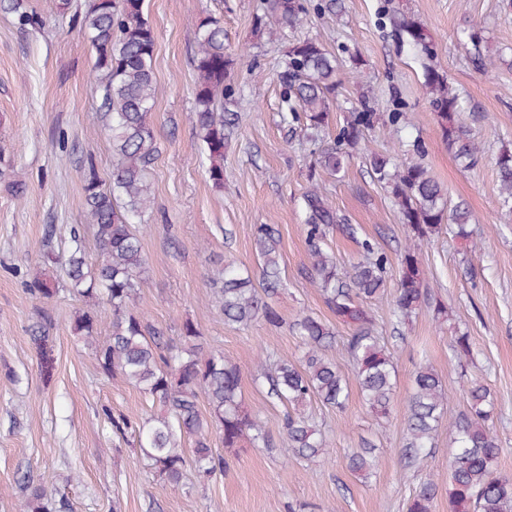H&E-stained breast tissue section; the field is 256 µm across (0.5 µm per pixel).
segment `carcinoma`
Segmentation results:
<instances>
[{"label": "carcinoma", "mask_w": 512, "mask_h": 512, "mask_svg": "<svg viewBox=\"0 0 512 512\" xmlns=\"http://www.w3.org/2000/svg\"><path fill=\"white\" fill-rule=\"evenodd\" d=\"M142 5L143 0H112L110 5L90 0L82 15L81 29L95 49L94 68L102 76V108L112 136V184L104 189L95 173L88 174L85 204L89 223L95 226L98 258L89 259L72 229L64 265L67 286L92 301V306L78 312L73 331L90 344L107 376H120L160 404L161 413L142 424V450L158 475L178 488L184 479L185 440L192 441L196 467L206 475L222 472L226 465L224 457L212 448L213 437H219L226 448L245 442L267 448L270 440L261 421L242 407L241 370L232 358L220 350H205L194 323L183 324L175 343L148 325L132 307L145 284L140 236L147 225L139 220L151 207L149 172L158 156L150 119L155 102V35ZM3 8L15 14L21 26L42 23L28 0H4ZM305 16V0H265L256 24L294 28ZM387 18L398 38L425 60L422 87L437 114L448 149L466 165H476L480 147L457 123L459 95L447 75L431 64L436 48L426 27L394 9L387 12ZM459 40L482 69L494 65L484 56V38L479 31L464 30ZM193 63V123L208 161L209 179L222 188L224 148L237 113L224 111V100L235 97L236 89L229 80L233 60L224 52L220 19L208 17L200 23ZM337 75L336 56L319 42L307 38L289 45L281 73L282 102L288 108L283 119L301 124L315 165L332 175L340 173L345 160L360 148L364 131L383 121L398 132L404 119L401 112L374 111L363 98L348 112L336 136L326 140L329 112L341 84ZM369 162L374 179L390 194L400 223L411 233L409 244L398 255L397 266L365 240L348 275H340L336 257L324 245L342 220L319 187L312 186L304 195L307 274L310 285L320 292L336 319L354 328L346 353L357 388L369 409L386 419L396 396L394 359L362 300L377 296L388 273L397 269L393 317L397 325L406 323L428 296L420 259L423 244L445 223L455 226V235L464 241L472 239L473 229L468 210L450 205L447 190L417 160L410 157L393 164L372 152ZM496 166L502 206L512 221V152L500 153ZM344 230L353 232L348 224ZM254 245L261 268L259 281L248 271L228 264L213 283L215 303L224 320L239 326L261 318L279 322L272 304L283 286L275 228L257 225ZM105 321L110 324V334L99 340L98 326ZM292 330L303 346L302 356L290 360L260 350L256 358L259 377L268 384L271 398L294 408L285 418L283 447L307 461L331 459L333 449L327 437L304 407L317 400L326 407L341 409L350 396L345 374L329 355L335 330L306 313L294 320ZM451 348L460 360L470 357V337L465 333L453 336ZM201 396L208 404L206 414L198 406ZM447 409L448 398L438 375L428 367L420 368L407 405L404 456L410 462L427 456L438 430L448 425L455 445L448 476V512H512V479L495 472L501 446L489 425L494 409L489 389L473 381L467 388L466 410L453 418ZM345 464L355 474L370 476L376 464L374 448L367 445L352 451ZM22 485L19 512H47L48 490L28 480ZM438 491L437 480L422 483L409 502L408 512H432Z\"/></svg>", "instance_id": "1"}]
</instances>
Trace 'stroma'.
I'll use <instances>...</instances> for the list:
<instances>
[{
	"label": "stroma",
	"instance_id": "1",
	"mask_svg": "<svg viewBox=\"0 0 512 512\" xmlns=\"http://www.w3.org/2000/svg\"><path fill=\"white\" fill-rule=\"evenodd\" d=\"M89 0L67 9L30 0L43 18L20 26L0 8V512H17L21 477L45 485L66 512H406L419 485L447 480L452 447L440 429L430 455L411 464L402 456L404 417L414 376L431 367L448 395V413L465 405L466 390L480 380L495 410L491 425L502 448L496 470L512 477V224L501 213L496 161L512 150V9L503 0H343V12L310 15L297 28L256 32L263 0H143L154 30L155 108L151 114L159 156L150 172L153 203L142 236L148 285L134 307L149 323L178 339L185 321L202 334L205 349L232 357L242 374L245 408L279 439L287 409L256 380V354L266 350L295 359L302 346L291 325L306 312L335 324L331 351L344 373L352 366L346 345L350 326L337 322L305 275L308 250L303 195L311 182L325 187L351 232L330 233L327 244L339 272L357 261L370 240L397 259L409 229L386 190L372 175L368 152L398 159L409 141L425 145L422 164L448 190L451 204L468 208L478 229L476 249L445 232L421 252L429 299L409 323L395 325L397 288L388 277L365 308L381 336L394 345L397 399L389 419L376 418L359 392L343 410L314 403L307 412L326 435L335 457L306 461L285 448L224 449L223 473L207 476L188 466L172 489L151 467L138 427L159 405L121 377H107L90 347L72 330L83 301L67 286L61 265L45 259L50 226L76 229L86 253L96 256L94 230L84 207L88 171L102 185L112 176V144L100 108L95 51L80 30ZM417 17L434 39L437 68L462 99L457 120L483 148L480 162L463 167L443 141L438 117L422 89L419 58L399 43L381 16L384 6ZM221 18L225 51L234 61L230 108L238 123L224 151V187H213L193 123L195 32L206 17ZM480 29L484 53L495 62L484 73L458 36ZM319 41L336 54L342 72L360 63V82L343 80L326 127L334 137L360 95L378 111L403 112L401 132L379 123L365 136L367 152L354 153L342 177L312 172L301 131L280 118V74L289 44ZM21 181L20 194L7 185ZM280 233L284 286L275 299L281 322L247 327L225 323L213 302V282L226 263L258 273L255 225ZM56 283L51 297L35 299L27 282ZM448 308L438 320L436 304ZM46 327L48 340L31 336ZM468 333L470 358L451 347L455 332ZM124 418V431L112 422ZM371 443L377 467L369 478L351 473L344 457Z\"/></svg>",
	"mask_w": 512,
	"mask_h": 512
}]
</instances>
